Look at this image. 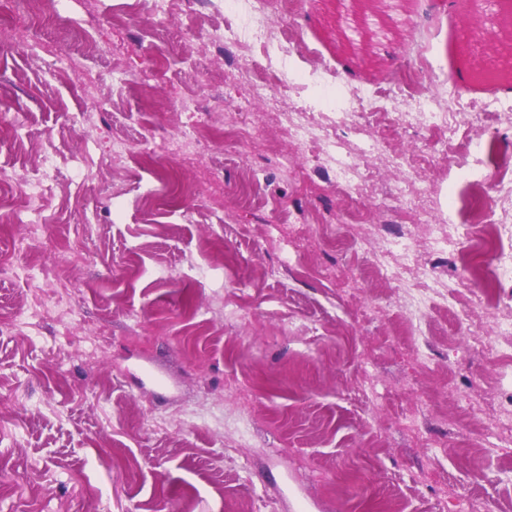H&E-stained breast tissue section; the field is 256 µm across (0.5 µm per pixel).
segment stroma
<instances>
[{
  "label": "stroma",
  "mask_w": 512,
  "mask_h": 512,
  "mask_svg": "<svg viewBox=\"0 0 512 512\" xmlns=\"http://www.w3.org/2000/svg\"><path fill=\"white\" fill-rule=\"evenodd\" d=\"M28 11L0 0V43L31 39L0 54V317L22 324L0 333V512H512V367L485 351L489 324L455 319L483 283L410 325L330 221L371 237L400 211L370 222L328 191L332 166L281 169L265 106L253 147L209 140L251 94L207 38L224 0H42L34 27ZM511 20L512 0H302L294 18L331 68L293 96L315 113L373 96L427 37L456 126L399 130L385 108L336 141L408 154L429 221L479 257L461 225L480 215L449 204L474 191L458 162L476 130L512 153V60L488 39ZM187 127L199 146L169 154ZM116 138L136 148L122 163Z\"/></svg>",
  "instance_id": "35a3bbf8"
}]
</instances>
